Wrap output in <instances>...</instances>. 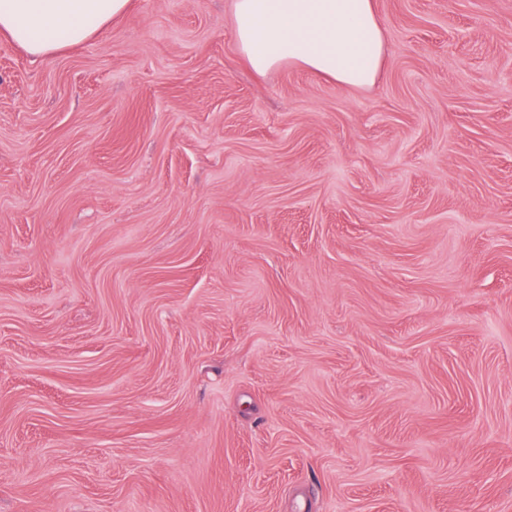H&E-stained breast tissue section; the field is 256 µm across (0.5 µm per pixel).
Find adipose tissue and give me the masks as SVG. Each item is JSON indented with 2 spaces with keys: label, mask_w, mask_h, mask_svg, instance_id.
Returning a JSON list of instances; mask_svg holds the SVG:
<instances>
[{
  "label": "adipose tissue",
  "mask_w": 512,
  "mask_h": 512,
  "mask_svg": "<svg viewBox=\"0 0 512 512\" xmlns=\"http://www.w3.org/2000/svg\"><path fill=\"white\" fill-rule=\"evenodd\" d=\"M130 0H0V33L35 58L76 46ZM238 51L259 74L288 62L342 87L374 84L385 56L374 0H233Z\"/></svg>",
  "instance_id": "obj_1"
}]
</instances>
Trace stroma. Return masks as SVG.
I'll use <instances>...</instances> for the list:
<instances>
[{"label":"stroma","mask_w":512,"mask_h":512,"mask_svg":"<svg viewBox=\"0 0 512 512\" xmlns=\"http://www.w3.org/2000/svg\"><path fill=\"white\" fill-rule=\"evenodd\" d=\"M375 4L365 88L0 34V512H512V0Z\"/></svg>","instance_id":"35a3bbf8"}]
</instances>
